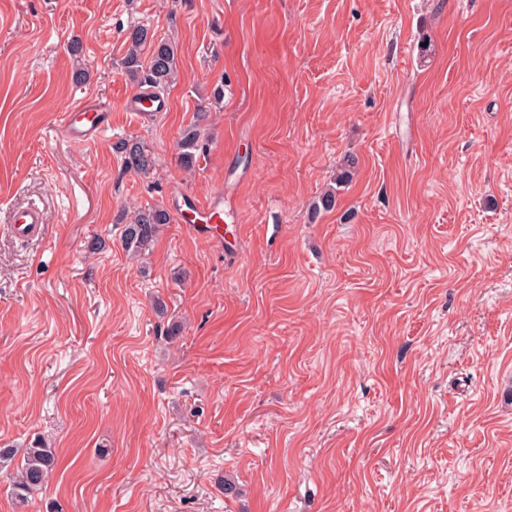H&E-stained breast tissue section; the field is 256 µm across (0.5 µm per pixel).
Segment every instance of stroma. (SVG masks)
<instances>
[{"mask_svg": "<svg viewBox=\"0 0 512 512\" xmlns=\"http://www.w3.org/2000/svg\"><path fill=\"white\" fill-rule=\"evenodd\" d=\"M135 20L177 45L159 112L127 107ZM219 198L223 233L179 221ZM39 438L52 477L21 503L1 463L0 512H512V0H0V447ZM209 112L211 108L206 105V100L201 102L197 107L196 120L183 131L179 142V160L185 168L193 167L209 147L208 141L201 135V123L208 118ZM104 111L97 104L81 103L62 114V124L72 139L88 140L99 125V116ZM113 148L121 157L126 172L146 176L156 167L155 155L138 137L120 138ZM357 160L354 156L348 155L343 158L342 168L336 173L334 184L336 187H329L322 195L317 198V202L313 204L312 212L316 215L321 210L330 211L336 206L337 187H343L347 184L352 176V169L356 167ZM43 212L35 205L17 207L10 217V231L19 238H32L42 233ZM170 214L162 206L141 208L128 217L122 213L118 224H124L122 242L126 251L134 256L149 252L156 240L161 225L170 223Z\"/></svg>", "mask_w": 512, "mask_h": 512, "instance_id": "35a3bbf8", "label": "stroma"}]
</instances>
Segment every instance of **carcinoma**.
Listing matches in <instances>:
<instances>
[{
	"mask_svg": "<svg viewBox=\"0 0 512 512\" xmlns=\"http://www.w3.org/2000/svg\"><path fill=\"white\" fill-rule=\"evenodd\" d=\"M127 46L119 61L120 69L139 89L148 88L151 95L161 99L167 94L177 72L176 46L170 41L158 40L151 26L135 23L125 33ZM211 112L210 105L201 102L197 107L196 120L188 126L179 142V160L186 167H193L198 158L206 153L209 143L201 135V123ZM121 157L125 171L136 175H148L156 167L155 155L144 141L137 137L121 138L113 145ZM357 160L348 155L343 158L342 168L336 173L334 186L328 188L313 204L312 212L330 211L336 206L337 188L347 184ZM122 242L126 251L141 256L150 251L161 225L170 223L169 212L161 206L141 208L129 216L121 214ZM57 465L56 449L45 441H38L23 452L21 465L13 480V492L20 501L41 490L48 482Z\"/></svg>",
	"mask_w": 512,
	"mask_h": 512,
	"instance_id": "carcinoma-1",
	"label": "carcinoma"
}]
</instances>
